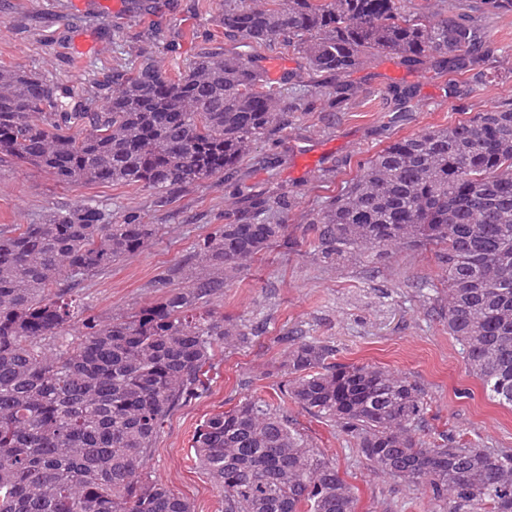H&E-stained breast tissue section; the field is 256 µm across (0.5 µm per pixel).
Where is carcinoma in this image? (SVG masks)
Returning a JSON list of instances; mask_svg holds the SVG:
<instances>
[{"label":"carcinoma","mask_w":512,"mask_h":512,"mask_svg":"<svg viewBox=\"0 0 512 512\" xmlns=\"http://www.w3.org/2000/svg\"><path fill=\"white\" fill-rule=\"evenodd\" d=\"M403 0H224V35L252 50L283 39L315 74L346 78L367 55L439 59L462 68L482 42L453 13L430 19ZM97 112H70L75 92L0 71V155L58 182L136 184L166 193L234 168L288 112L255 57L205 52L175 79L150 62ZM281 200L200 239L195 268L154 282L162 296L112 321L79 309L76 283L144 248L158 233L129 215L116 223L86 202L38 224L0 229V512H193L145 472L175 411L210 389L215 349L253 328L207 308L224 274L285 237ZM321 257L379 256L443 246L448 335L488 396L512 407V104L454 126L400 138L368 160L312 218ZM82 331L64 349L50 341ZM296 336L282 396L339 431L376 470L428 488L435 512H512V450L427 439L417 381ZM193 459L223 512H357L352 488L304 430L270 402L245 396L201 422Z\"/></svg>","instance_id":"1"}]
</instances>
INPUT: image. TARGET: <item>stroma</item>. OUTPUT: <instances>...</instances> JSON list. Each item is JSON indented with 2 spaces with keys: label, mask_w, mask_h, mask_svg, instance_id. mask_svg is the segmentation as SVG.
Returning a JSON list of instances; mask_svg holds the SVG:
<instances>
[{
  "label": "stroma",
  "mask_w": 512,
  "mask_h": 512,
  "mask_svg": "<svg viewBox=\"0 0 512 512\" xmlns=\"http://www.w3.org/2000/svg\"><path fill=\"white\" fill-rule=\"evenodd\" d=\"M433 17L448 9L470 16L484 33L476 63L458 70L426 59L367 58L347 79L337 103L306 60L287 43L259 52V66L281 82L291 109L284 126L258 140L234 170L161 196L139 185H64L44 170L0 160V229L35 224L47 215L94 201L114 217L140 216L159 234L140 251L75 286L89 313L109 320L156 301L154 281L187 266L196 242L234 220L252 199H284L286 245L246 264L210 306L257 324L259 336L217 351L211 391L178 409L151 448L153 479L188 500L194 512H221V497L192 459V437L207 414L243 396L271 398L287 380L286 337L331 345L339 363H372L417 380L428 401L432 436L512 449V408L490 400L472 376L436 301L446 287L440 249H403L379 259L348 255L338 263L317 251L312 218L340 194L377 152L396 139L453 125L512 103V13L487 12L481 0H404ZM243 52L224 35V0H0V70L41 75L77 91L96 111L114 75L153 61L178 76L206 51ZM495 74L481 80L483 71ZM289 412L358 496L359 512H434L425 488H404L374 472L333 423L297 405Z\"/></svg>",
  "instance_id": "obj_1"
}]
</instances>
